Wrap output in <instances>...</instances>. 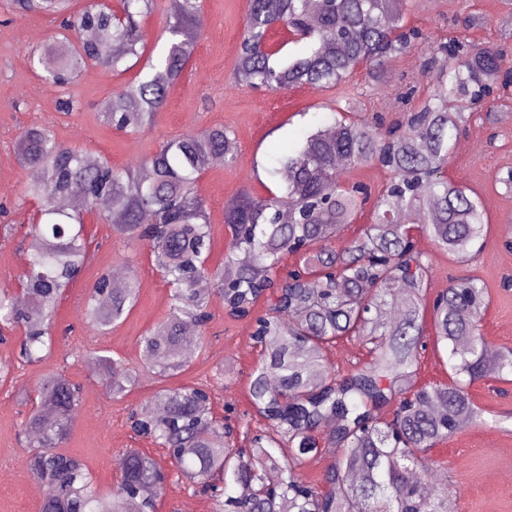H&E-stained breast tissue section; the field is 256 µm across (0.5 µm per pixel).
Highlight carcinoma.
Listing matches in <instances>:
<instances>
[{
  "label": "carcinoma",
  "mask_w": 512,
  "mask_h": 512,
  "mask_svg": "<svg viewBox=\"0 0 512 512\" xmlns=\"http://www.w3.org/2000/svg\"><path fill=\"white\" fill-rule=\"evenodd\" d=\"M121 16L73 0H13L16 12L61 17L60 37L38 57L44 77L65 84L88 65L118 70L127 59L147 74L112 93L103 117L118 131L154 123L181 77L198 38L199 0H168L170 45L158 60L145 55L142 19L154 0H120ZM407 0H249L234 67L239 85L270 90L300 86L330 89L358 70L380 84L384 67L426 39L405 23ZM284 24L291 42L311 47L273 63L270 29ZM506 47L474 44L450 35L429 49L424 63L433 91L427 104L404 113L396 128L355 119L353 99L336 105L330 128L309 133L301 146L277 160L270 175L280 193L248 190L224 207L230 247L220 266L207 261L212 224L196 186L209 160L236 159L237 141L222 127L165 143L140 167L118 169L107 160L90 165L62 145L48 128L23 131L17 160L42 177L27 193L38 201L30 225V255L20 292L0 290V340L21 332L25 363L50 355L54 313L64 291L83 269L90 241L85 215L104 205L113 232L150 247L170 287L167 316L141 337L142 369L107 355L96 357L112 397L124 395L146 374L158 379L185 371L184 329L196 327L199 347L212 319L213 298L225 314L253 320L251 339L261 362L250 375L245 413L263 429L237 446L234 427L212 409L209 387L158 390L128 417L129 427L163 448L176 473L201 485L214 512H448V479L431 485V451L480 416L467 387L489 375L482 322L487 303L474 278L453 281L428 298L430 260L420 254L408 225L420 224L444 252L465 256L483 237L485 211L478 198L448 179L453 141L471 114L494 107L493 90L512 87ZM352 167L379 165L391 174L373 203L371 223L349 245L326 244L353 223L371 194L342 181L336 161ZM78 197L85 208L68 212L56 198ZM246 252L242 264L237 253ZM300 266L279 274L284 258ZM208 276L213 287L202 291ZM140 282L105 271L86 304L87 323L107 331L138 303ZM266 306L254 315L258 304ZM399 304V321H387ZM431 319L434 342L454 360L447 383L416 384L424 329ZM357 337L369 361L340 377L327 348ZM23 427L28 468L47 484L40 512H157L156 491L169 473L138 448L118 458L112 490L93 486L84 461L61 449L80 403V385L62 372L46 374L34 389ZM336 423L339 448L315 485L302 474L321 453L318 433Z\"/></svg>",
  "instance_id": "obj_1"
}]
</instances>
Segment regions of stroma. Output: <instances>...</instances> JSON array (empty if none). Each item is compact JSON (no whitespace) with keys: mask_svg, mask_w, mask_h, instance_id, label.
Instances as JSON below:
<instances>
[{"mask_svg":"<svg viewBox=\"0 0 512 512\" xmlns=\"http://www.w3.org/2000/svg\"><path fill=\"white\" fill-rule=\"evenodd\" d=\"M200 38L180 80L171 89L153 126L121 132L106 125L100 105L113 90L131 81L138 67L111 72L85 67L68 86L45 80L33 57L59 30L52 16L13 14L0 0V225L11 224L14 234L0 238V288L14 287L25 265V233L37 203L26 196L30 168L15 157V141L22 129L47 127L63 145L84 156L108 160L117 168H138L168 141L221 126L235 137L238 154L233 164L209 167L197 185L214 227L210 266L219 265L230 245L224 225V206L243 187L260 196L275 188L268 168L296 149L307 133L331 121L337 98H356V116L371 120L382 115L398 120L402 107L396 95L408 86L420 105L432 92L423 74L430 42L446 38L461 13L459 0H413L408 25L428 38L386 65L382 85H370L364 72L335 89L307 86L289 89H252L235 83L233 70L248 12V0H199ZM474 10L486 23L469 30L474 40L503 44L502 23L512 17V0H473ZM76 98L81 111L60 112L61 101ZM448 164V177L479 198L488 218L479 252L457 258L437 248L425 233L417 232V250L427 256L433 273L429 296H436L455 279L475 277L487 287L483 332L495 350L512 348V191L500 179L512 168V98L500 99L493 111L475 115L456 139ZM92 241L85 266L63 294L55 315V346L43 361L19 365L20 336L0 344V366L9 380L0 385V512H39L41 498L27 466L28 450L22 425L30 411L26 402L45 374L59 371L82 386L81 402L63 448L87 464L95 485L110 490L117 481L116 457L125 448H139L162 467L170 462L163 449L133 438L128 426L132 410L147 403L162 387L211 383L212 407L217 415L239 417L249 408L248 383L259 352L251 340L252 322L227 316L220 300H213V319L206 333V348L195 353L188 369L159 381L142 378L124 396L110 397L102 383L96 354L122 359L128 367L142 362L140 337L162 320L169 309V287L151 261L146 245L113 232L109 222L88 216ZM137 273L140 300L126 319L109 332L87 327L85 296L98 276L113 268ZM480 412L479 420L437 445L431 452L433 470H447L452 487L448 494L455 512H512V482L505 476L512 462V380L494 375L468 389ZM160 512H212L211 501L199 487L168 480L161 492Z\"/></svg>","mask_w":512,"mask_h":512,"instance_id":"1","label":"stroma"}]
</instances>
